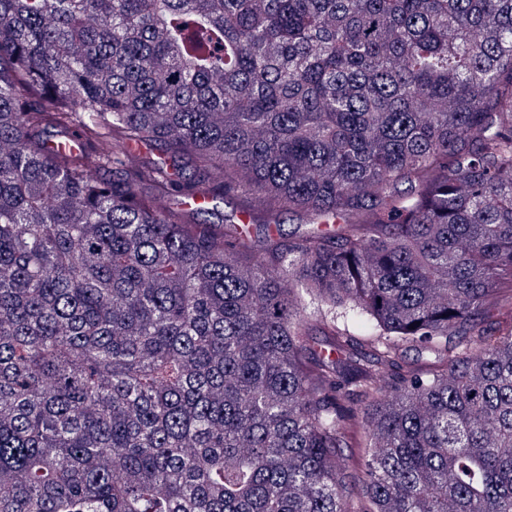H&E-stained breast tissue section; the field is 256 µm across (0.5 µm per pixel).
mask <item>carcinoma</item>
Instances as JSON below:
<instances>
[{
    "label": "carcinoma",
    "instance_id": "obj_1",
    "mask_svg": "<svg viewBox=\"0 0 512 512\" xmlns=\"http://www.w3.org/2000/svg\"><path fill=\"white\" fill-rule=\"evenodd\" d=\"M506 277L512 0H0V512H512Z\"/></svg>",
    "mask_w": 512,
    "mask_h": 512
}]
</instances>
